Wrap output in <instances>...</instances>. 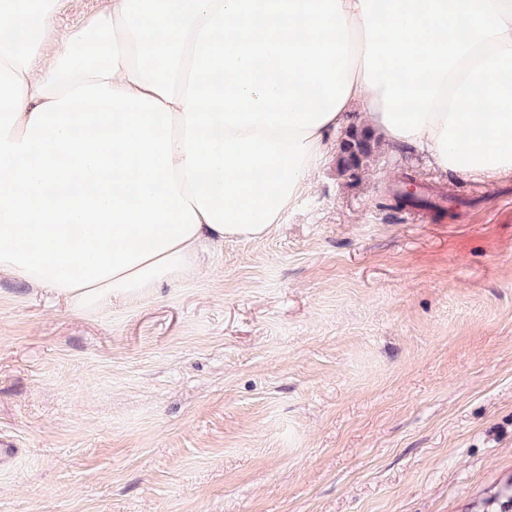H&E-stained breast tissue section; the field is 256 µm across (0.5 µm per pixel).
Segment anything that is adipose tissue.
I'll return each instance as SVG.
<instances>
[{
  "mask_svg": "<svg viewBox=\"0 0 512 512\" xmlns=\"http://www.w3.org/2000/svg\"><path fill=\"white\" fill-rule=\"evenodd\" d=\"M56 4L0 0V274L74 309L267 234L351 124L442 164L441 126L384 124L359 0H107L76 32Z\"/></svg>",
  "mask_w": 512,
  "mask_h": 512,
  "instance_id": "1",
  "label": "adipose tissue"
}]
</instances>
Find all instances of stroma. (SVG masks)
Wrapping results in <instances>:
<instances>
[{
  "label": "stroma",
  "mask_w": 512,
  "mask_h": 512,
  "mask_svg": "<svg viewBox=\"0 0 512 512\" xmlns=\"http://www.w3.org/2000/svg\"><path fill=\"white\" fill-rule=\"evenodd\" d=\"M337 151L268 235L139 300L0 276V512H497L512 179ZM405 174L451 213L396 208Z\"/></svg>",
  "instance_id": "stroma-1"
}]
</instances>
